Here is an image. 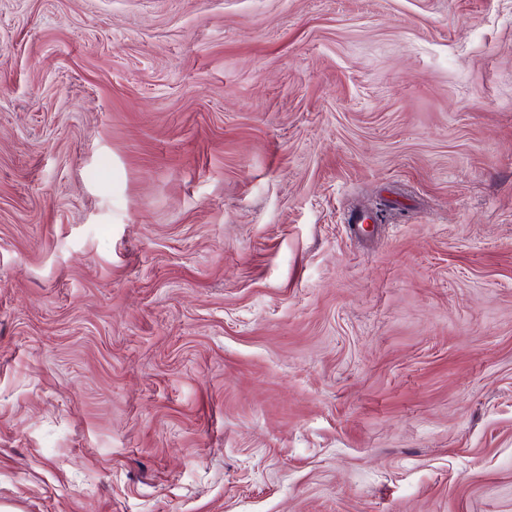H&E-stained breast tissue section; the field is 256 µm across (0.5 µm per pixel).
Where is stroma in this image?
Masks as SVG:
<instances>
[{"mask_svg": "<svg viewBox=\"0 0 512 512\" xmlns=\"http://www.w3.org/2000/svg\"><path fill=\"white\" fill-rule=\"evenodd\" d=\"M0 506L512 512V0H0Z\"/></svg>", "mask_w": 512, "mask_h": 512, "instance_id": "1", "label": "stroma"}]
</instances>
